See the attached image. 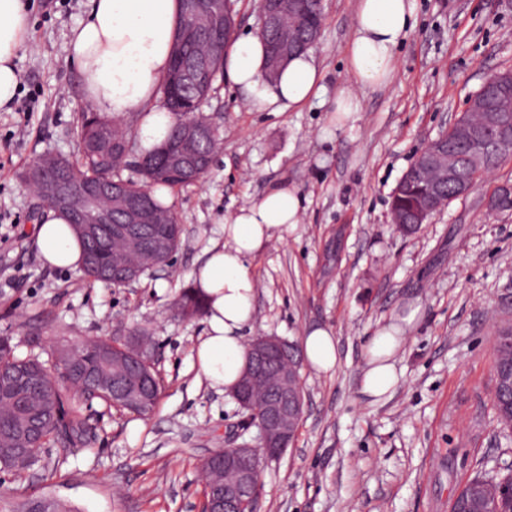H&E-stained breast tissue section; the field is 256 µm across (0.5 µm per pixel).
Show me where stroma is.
I'll return each instance as SVG.
<instances>
[{"mask_svg":"<svg viewBox=\"0 0 512 512\" xmlns=\"http://www.w3.org/2000/svg\"><path fill=\"white\" fill-rule=\"evenodd\" d=\"M85 9L86 0H29L17 96L0 110V336L16 355L45 360L57 346L144 327L163 390L151 417L94 405L84 447L55 443L26 473L0 472V512H26L41 497L69 512H200L202 463L255 442L257 430L199 378L205 321L178 318L172 304L222 238L225 217L284 178L301 220L250 263L258 289L246 337L296 342L305 328L328 326L338 365L330 374L302 366L304 413L292 444L262 462L257 512H448L468 480L505 474L512 428L493 405L494 345L512 326V212L490 211L486 200L512 183V159L412 236L392 223L390 195L487 78L512 69V0H416L393 81L337 127L329 110L347 78L356 0H323L311 55L325 95L258 111L223 80L203 108L221 132L215 161L198 183L170 192L182 244L166 270L120 287L42 263L41 206L22 180L35 158L75 153L87 103L66 48ZM411 303L420 314L396 357L400 381L391 395L365 399V345Z\"/></svg>","mask_w":512,"mask_h":512,"instance_id":"35a3bbf8","label":"stroma"}]
</instances>
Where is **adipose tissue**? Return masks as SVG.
<instances>
[{
  "mask_svg": "<svg viewBox=\"0 0 512 512\" xmlns=\"http://www.w3.org/2000/svg\"><path fill=\"white\" fill-rule=\"evenodd\" d=\"M415 0H358L353 34L346 48L349 82L332 102L339 119L361 109L360 92L388 85L397 70L396 51L414 27ZM179 0H88L86 15L72 31L68 60L83 78L86 101L98 112L122 118L140 113L135 136L145 148L160 144L172 123L158 101L171 62ZM25 0H0V108L13 103L19 87L16 58L27 38ZM266 46L261 36L239 37L227 52L231 83L260 111L300 109L326 89L310 54L290 59L275 82L263 78ZM300 220V199L287 181L270 185L253 204L224 221V240L212 244L191 272L204 305L206 333L195 346V364L211 388L232 391L246 364L243 332L255 313L257 283L249 262L273 238H284ZM44 264L82 267L81 241L67 218L49 211L36 228ZM398 327L377 330L365 348L360 392L379 398L398 382ZM308 366L320 374L335 370L337 341L332 328L306 329L300 340Z\"/></svg>",
  "mask_w": 512,
  "mask_h": 512,
  "instance_id": "obj_1",
  "label": "adipose tissue"
}]
</instances>
